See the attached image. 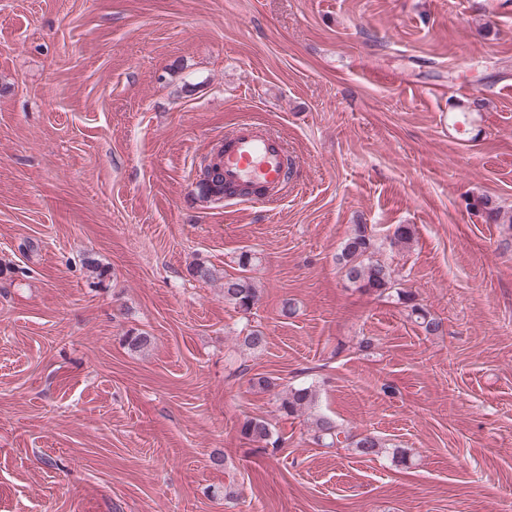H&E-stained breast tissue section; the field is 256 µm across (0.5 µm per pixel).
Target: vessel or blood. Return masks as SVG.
Instances as JSON below:
<instances>
[{
	"label": "vessel or blood",
	"instance_id": "vessel-or-blood-1",
	"mask_svg": "<svg viewBox=\"0 0 512 512\" xmlns=\"http://www.w3.org/2000/svg\"><path fill=\"white\" fill-rule=\"evenodd\" d=\"M227 198L252 201L280 193L288 178V145L269 130L243 122L226 133L215 152Z\"/></svg>",
	"mask_w": 512,
	"mask_h": 512
}]
</instances>
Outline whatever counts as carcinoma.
I'll return each mask as SVG.
<instances>
[{
	"mask_svg": "<svg viewBox=\"0 0 512 512\" xmlns=\"http://www.w3.org/2000/svg\"><path fill=\"white\" fill-rule=\"evenodd\" d=\"M468 206L482 214L488 224H512V216L502 210L487 196H478ZM414 237L413 228L408 224L395 227L392 240L397 246L410 245ZM371 235L364 224L356 225L353 234L346 240L338 257L341 269L348 282L371 292L383 294L392 289L394 279L392 271L379 261L368 257L371 249ZM255 260L254 254L244 251L238 259L242 275L224 278V301L233 305L240 313L247 314L258 301V290L252 279L246 276ZM396 295L408 310V317L428 334H436L442 329V323L416 302L409 292L397 291ZM316 393L311 387L291 388L282 392L278 410L285 417H298L315 405ZM315 438L325 446H338L347 442L362 456H379L386 453L385 443L374 434H365L354 438L344 433L334 419L325 415H316L312 420ZM241 434L255 444L269 443L272 432L267 421L260 418H248L240 426Z\"/></svg>",
	"mask_w": 512,
	"mask_h": 512,
	"instance_id": "cac0c4a2",
	"label": "carcinoma"
}]
</instances>
